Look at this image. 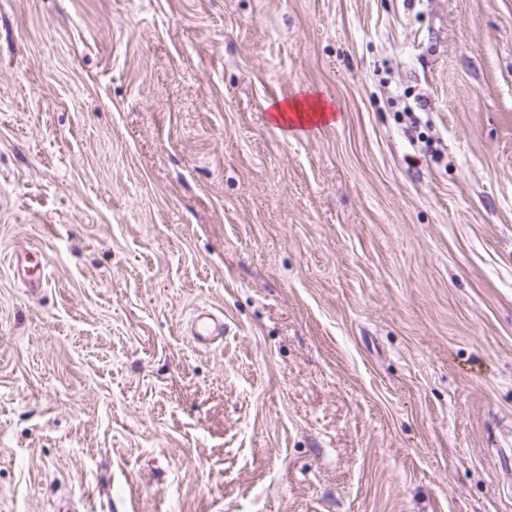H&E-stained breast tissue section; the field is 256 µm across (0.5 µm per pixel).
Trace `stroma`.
<instances>
[{
    "instance_id": "stroma-1",
    "label": "stroma",
    "mask_w": 512,
    "mask_h": 512,
    "mask_svg": "<svg viewBox=\"0 0 512 512\" xmlns=\"http://www.w3.org/2000/svg\"><path fill=\"white\" fill-rule=\"evenodd\" d=\"M67 499L512 512V0H0V512ZM270 112H276L272 113L271 116L278 123L282 120L284 123L288 124V112L296 114L301 126H303L305 122H314V119L323 123H326L331 119L330 124H334L338 121V117L336 116V111L333 106L328 105L320 98L311 99L309 97H304L302 100L294 99L285 103L277 101L272 104ZM8 266L13 279L31 294H38L45 288L47 259L41 250L17 246L9 254ZM189 335L196 345H212L224 338V320L210 310L199 308L189 323Z\"/></svg>"
}]
</instances>
